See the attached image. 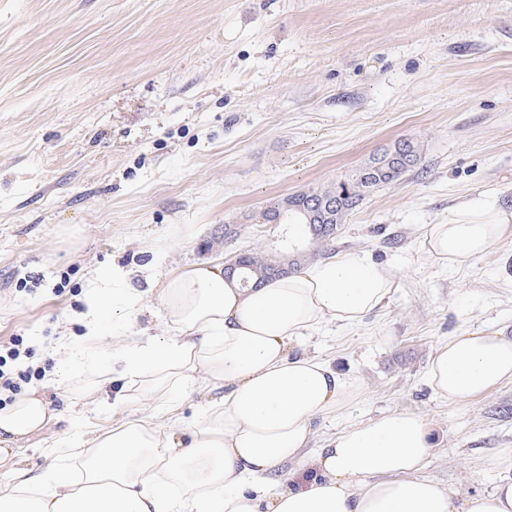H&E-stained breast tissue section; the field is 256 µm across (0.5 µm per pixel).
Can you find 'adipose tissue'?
<instances>
[{"label": "adipose tissue", "instance_id": "ef3b65f1", "mask_svg": "<svg viewBox=\"0 0 512 512\" xmlns=\"http://www.w3.org/2000/svg\"><path fill=\"white\" fill-rule=\"evenodd\" d=\"M510 237L511 216L465 203L447 222L428 225L423 245L453 266ZM393 286L390 270L359 254L248 289L228 282L223 265L196 264L159 290L172 335L134 339L108 354L101 341L121 334L142 299L122 268L93 277L81 316L84 345L69 347L67 361L106 357L127 404L147 397L170 404L202 380L223 383L224 397L185 433L145 417L90 440L73 433L64 445L84 457L80 475L59 466L36 477L11 469L0 478V512H512V478L462 500L423 476L430 429L409 412L350 427L307 455L313 419L342 403L346 382L326 362L290 355V343L325 324L362 321ZM429 382L451 402L512 382V340L478 332L452 338L433 357ZM57 418L35 390L0 408V462ZM291 461L314 476L289 483L283 467Z\"/></svg>", "mask_w": 512, "mask_h": 512}]
</instances>
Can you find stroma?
Instances as JSON below:
<instances>
[{"label": "stroma", "mask_w": 512, "mask_h": 512, "mask_svg": "<svg viewBox=\"0 0 512 512\" xmlns=\"http://www.w3.org/2000/svg\"><path fill=\"white\" fill-rule=\"evenodd\" d=\"M401 140L418 164L333 242L303 240L309 262L358 253L395 281L362 322L290 345L349 384L310 446L411 412L431 426L425 476L463 498L490 489L512 473V383L452 404L428 367L455 336L512 340V237L453 268L422 241L463 202L512 213V0H0V345L23 337L20 367L53 371L59 338L83 333L88 280L116 264L143 294L129 335H170L156 293L168 272L287 249L264 209ZM31 383L60 418L5 472L78 469L53 440L138 412L115 405L117 382L87 398ZM221 395L191 393L155 423L189 431Z\"/></svg>", "instance_id": "1"}]
</instances>
